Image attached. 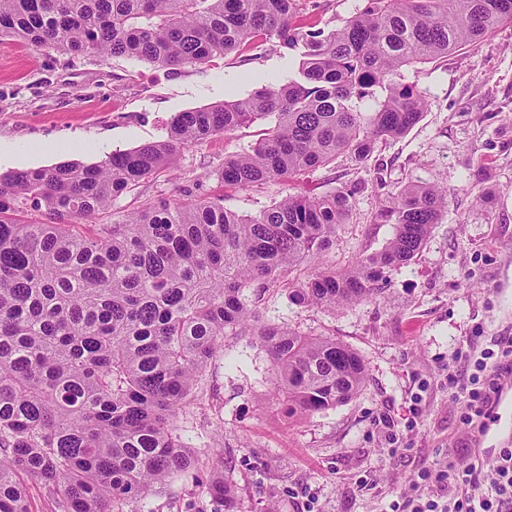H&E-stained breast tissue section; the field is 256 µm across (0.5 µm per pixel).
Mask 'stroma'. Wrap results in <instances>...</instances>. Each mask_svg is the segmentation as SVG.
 <instances>
[{
    "label": "stroma",
    "instance_id": "stroma-1",
    "mask_svg": "<svg viewBox=\"0 0 512 512\" xmlns=\"http://www.w3.org/2000/svg\"><path fill=\"white\" fill-rule=\"evenodd\" d=\"M365 0H299L297 24L328 32ZM298 51L259 39L200 67L169 70L134 58L69 59L18 42L0 45V172L93 164L109 150L165 140L178 113L244 98L296 78ZM406 82L426 98L420 121L378 146L290 180L236 189L217 173L225 157L259 139L255 124L185 149L114 216L181 189L223 196L225 208L257 216L282 195L326 193L349 183L350 200L324 261L346 267L380 250L392 227L375 216L387 193L409 182L441 187L448 208L415 261L392 272L378 300L320 308L278 291L261 319L327 336L363 357L367 378L348 403L301 418L279 410L269 357L250 333L229 336L177 420L196 466L139 502L140 512H217L206 478L216 460L236 512H390L418 471L448 449L495 465L512 446V400L497 403L483 432L460 420L448 365L474 336L512 335V26L448 57L415 64Z\"/></svg>",
    "mask_w": 512,
    "mask_h": 512
}]
</instances>
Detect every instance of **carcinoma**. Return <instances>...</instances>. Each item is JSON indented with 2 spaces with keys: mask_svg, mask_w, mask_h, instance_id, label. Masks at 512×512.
Wrapping results in <instances>:
<instances>
[{
  "mask_svg": "<svg viewBox=\"0 0 512 512\" xmlns=\"http://www.w3.org/2000/svg\"><path fill=\"white\" fill-rule=\"evenodd\" d=\"M297 0H0V42L70 57L200 66L255 38L302 48L298 78L246 98L181 112L167 139L90 165L0 174V512H33L30 483L61 512H136L134 504L195 466L177 433L224 337L249 331L267 352L288 417L352 400L362 357L332 337L262 323L265 296L334 308L379 298L447 210L432 184L390 193L386 245L324 267L352 190L285 195L259 216L224 197L159 199L104 222L181 150L270 122L224 159V185L277 184L340 156L364 163L420 120L425 96L404 69L512 25V0H367L328 34L293 22ZM374 101L365 109L362 103ZM41 213L48 221L26 220ZM208 491L230 503L222 468Z\"/></svg>",
  "mask_w": 512,
  "mask_h": 512,
  "instance_id": "obj_1",
  "label": "carcinoma"
}]
</instances>
